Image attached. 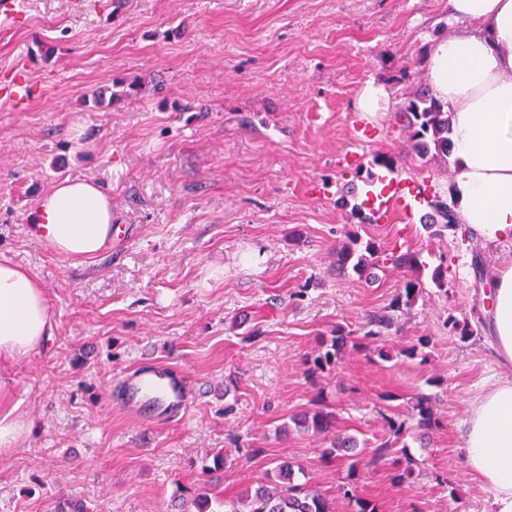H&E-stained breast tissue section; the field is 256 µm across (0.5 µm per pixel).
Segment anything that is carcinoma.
<instances>
[{"mask_svg": "<svg viewBox=\"0 0 512 512\" xmlns=\"http://www.w3.org/2000/svg\"><path fill=\"white\" fill-rule=\"evenodd\" d=\"M398 115L404 118L405 127L409 131V141L417 156H448L451 151L448 104L421 89L408 99ZM428 204L433 210V221L441 230H458L460 222L453 203L435 194ZM378 254L379 249L375 243L368 241L363 244L355 237L350 240V244L344 246L340 260L345 263L355 257V266L364 267L371 264ZM392 263L411 272L419 270L422 266L419 254L409 251L392 256ZM421 292L422 288L418 281L407 280L402 291L394 299L392 307L399 310L404 306H412ZM446 327L449 335L457 336L462 341H468L474 336V330L469 322L453 315L448 316ZM347 342L348 337L341 328L333 330L329 336L321 337L318 349L306 361L307 373L312 377H318L335 370L341 362L342 351ZM433 401L432 396L421 394L412 404V418L415 420L413 429L421 439L429 437V431L436 425ZM334 422L335 413L329 410L328 405L321 399L314 400L312 409L297 419L298 426L316 433L328 431ZM387 423L393 431L394 442L400 443L408 432L405 422L398 423L389 417ZM392 443L386 441L378 445L374 456L377 460L390 458L393 470L391 480L400 483L412 474V468L409 467L411 459L407 456H391ZM357 448L356 439L337 435L330 442V446L323 449L321 457L325 462L333 463L357 456ZM344 497L355 503L354 512H379L375 501L359 497L354 488L345 490ZM237 503L240 507L232 508L231 512H335L333 500L321 490L309 486L308 482L300 481L296 475L295 465L288 461L279 463L266 480L257 483V486L246 488L238 497ZM192 505L195 512H216L212 509V500L204 485L192 492Z\"/></svg>", "mask_w": 512, "mask_h": 512, "instance_id": "obj_1", "label": "carcinoma"}]
</instances>
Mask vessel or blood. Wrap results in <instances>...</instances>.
<instances>
[{
  "mask_svg": "<svg viewBox=\"0 0 512 512\" xmlns=\"http://www.w3.org/2000/svg\"><path fill=\"white\" fill-rule=\"evenodd\" d=\"M368 195L374 213L381 218L398 217L414 223L425 205V193L413 181L387 171L375 178ZM114 398L126 410L149 409L155 422L185 418L196 400V390L177 367L156 362L126 372L114 388Z\"/></svg>",
  "mask_w": 512,
  "mask_h": 512,
  "instance_id": "1",
  "label": "vessel or blood"
}]
</instances>
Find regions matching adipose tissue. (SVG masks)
Listing matches in <instances>:
<instances>
[{
	"mask_svg": "<svg viewBox=\"0 0 512 512\" xmlns=\"http://www.w3.org/2000/svg\"><path fill=\"white\" fill-rule=\"evenodd\" d=\"M478 31H449L430 56L433 94L451 108L450 197L484 244L512 242V0H450ZM50 245L79 258L112 244V198L93 179L57 181L43 196ZM496 351L512 363V258L490 292ZM51 305L32 273L0 258V358H21L50 336ZM464 463L489 492V512H512V378L490 384L465 417Z\"/></svg>",
	"mask_w": 512,
	"mask_h": 512,
	"instance_id": "ef3b65f1",
	"label": "adipose tissue"
}]
</instances>
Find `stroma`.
Segmentation results:
<instances>
[{
	"label": "stroma",
	"mask_w": 512,
	"mask_h": 512,
	"mask_svg": "<svg viewBox=\"0 0 512 512\" xmlns=\"http://www.w3.org/2000/svg\"><path fill=\"white\" fill-rule=\"evenodd\" d=\"M20 2L0 27V254L38 277L55 325L37 352L0 362V416L28 424L0 451V512H58L64 499L167 512L206 475L234 501L284 460L353 512L346 468L321 458L332 434L294 422L319 396L335 432L365 441L357 493L380 512H488L462 421L487 383L512 375L488 316L512 245L436 233L426 210L412 224L373 218L359 193L378 155L428 193L449 191L452 161L418 157L398 117L428 85L448 0ZM21 71L24 106L4 100ZM370 81L390 97L364 114ZM64 178L100 181L127 238L73 258L28 232ZM351 233L423 263L420 297L375 337L371 318L411 274L340 262ZM451 314L474 339L449 335ZM338 327L352 339L340 365L307 378L319 338ZM380 347L392 360L373 356ZM154 362L194 383L186 419L148 423L113 399L120 376ZM419 393L436 396L438 424L429 447L409 441L413 473L395 484L373 450L391 438L385 414L410 420Z\"/></svg>",
	"instance_id": "1"
}]
</instances>
